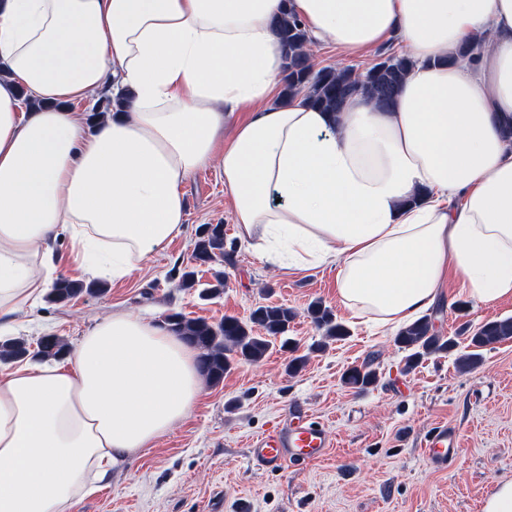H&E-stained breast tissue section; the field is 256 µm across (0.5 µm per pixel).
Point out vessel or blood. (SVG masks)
Here are the masks:
<instances>
[{"label":"vessel or blood","mask_w":512,"mask_h":512,"mask_svg":"<svg viewBox=\"0 0 512 512\" xmlns=\"http://www.w3.org/2000/svg\"><path fill=\"white\" fill-rule=\"evenodd\" d=\"M333 444L332 435L323 426L308 420L294 424L280 421L251 440L250 458L264 467L279 469L293 459L321 458ZM458 444L457 433L443 424L433 429L425 453L433 464L444 465Z\"/></svg>","instance_id":"b4317fda"}]
</instances>
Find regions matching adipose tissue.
Masks as SVG:
<instances>
[{"instance_id":"1","label":"adipose tissue","mask_w":512,"mask_h":512,"mask_svg":"<svg viewBox=\"0 0 512 512\" xmlns=\"http://www.w3.org/2000/svg\"><path fill=\"white\" fill-rule=\"evenodd\" d=\"M290 8L350 54L403 42L393 106L280 101L281 0H0V334L59 276L58 240L92 277H131L182 234L181 186L211 166L254 257L336 266L353 316L410 323L451 273L479 302L512 296V0ZM107 87L125 111L89 127ZM201 384L194 347L121 309L66 365L1 370L0 512H73Z\"/></svg>"}]
</instances>
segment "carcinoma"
Returning <instances> with one entry per match:
<instances>
[{
	"mask_svg": "<svg viewBox=\"0 0 512 512\" xmlns=\"http://www.w3.org/2000/svg\"><path fill=\"white\" fill-rule=\"evenodd\" d=\"M274 29L286 50L284 81L281 96L288 100L302 93L305 100L327 112L340 113L347 103L357 95H363L381 108L390 107L405 80L412 60L407 56L389 55L363 73L352 69L321 68L314 65L306 53L309 41L301 22L288 11H283L273 21ZM224 252V225L207 224L198 233L193 258L201 264H211L229 259ZM103 284L88 285L59 278L50 289L47 300L53 304H66L82 294L102 295ZM309 316L316 327L324 332L327 340H339L347 335V329L336 322L332 312L320 302L312 304ZM297 313L282 305L257 307L244 322L226 316L220 323H210L202 318H188L179 312L166 317L167 326L193 344L201 354L205 377L218 383L224 379L238 362L258 363L275 346L288 345V327ZM512 339V318L493 320L483 324L480 330L469 337L474 351L459 358L462 368H469L480 359L478 350ZM399 347L408 352L405 370L412 369L425 357L449 351L455 347V339L438 336L433 331L431 320L424 316L403 327L396 338ZM68 346L62 338L53 334L43 336L36 349L23 337L7 339L0 343V361L5 363L65 358ZM373 370L353 367L343 375V382L353 388L365 389L377 382Z\"/></svg>",
	"mask_w": 512,
	"mask_h": 512,
	"instance_id": "obj_1",
	"label": "carcinoma"
}]
</instances>
